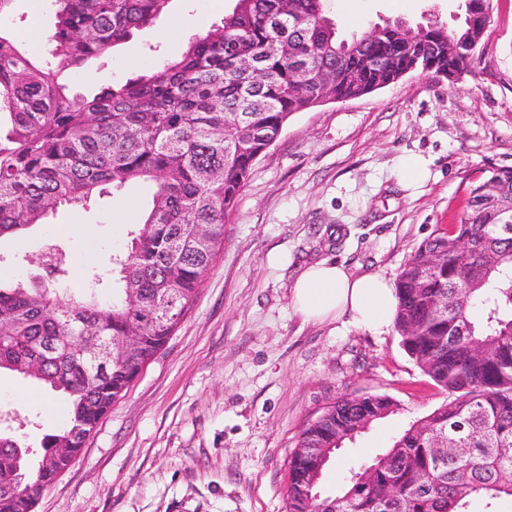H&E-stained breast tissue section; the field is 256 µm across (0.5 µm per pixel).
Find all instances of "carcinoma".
<instances>
[{
    "mask_svg": "<svg viewBox=\"0 0 512 512\" xmlns=\"http://www.w3.org/2000/svg\"><path fill=\"white\" fill-rule=\"evenodd\" d=\"M51 59L39 63L0 31V240L61 207L84 206L137 182L154 183L151 205L112 255V292L96 275L62 292L63 264L0 282V371L35 378L69 401L65 425L41 440L35 459L13 435L0 448L24 450V490L0 468V512H33L64 458L79 454L100 420L165 346L192 308L224 241L262 150L296 112L315 107L296 72L333 75L331 94L365 95L408 68L448 79L471 73L463 49L482 38L470 24L490 0H462L461 25L423 29L416 60L397 46L395 24L341 39L324 0H236L223 25L177 56L91 97L72 94L66 71L105 55L150 24L169 0H54ZM363 72L360 82L347 71ZM207 228L206 240L193 229ZM394 329L409 357L447 394L392 445L349 471L332 495L311 486L321 465L292 455L287 512H471L512 503V167L473 185L457 224L425 239L395 281ZM140 305H128L130 293ZM141 336L139 356L101 368L92 356L110 339ZM385 396L336 399L299 435L297 447L353 441L358 422L396 412ZM437 438L460 449L434 454Z\"/></svg>",
    "mask_w": 512,
    "mask_h": 512,
    "instance_id": "1",
    "label": "carcinoma"
}]
</instances>
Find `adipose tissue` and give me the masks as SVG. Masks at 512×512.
Masks as SVG:
<instances>
[{
    "mask_svg": "<svg viewBox=\"0 0 512 512\" xmlns=\"http://www.w3.org/2000/svg\"><path fill=\"white\" fill-rule=\"evenodd\" d=\"M291 300L305 320L324 322L347 315L359 327L375 333L390 326L397 307L395 290L384 277L355 276L328 260L299 269Z\"/></svg>",
    "mask_w": 512,
    "mask_h": 512,
    "instance_id": "ef3b65f1",
    "label": "adipose tissue"
}]
</instances>
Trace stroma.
<instances>
[{"instance_id":"stroma-1","label":"stroma","mask_w":512,"mask_h":512,"mask_svg":"<svg viewBox=\"0 0 512 512\" xmlns=\"http://www.w3.org/2000/svg\"><path fill=\"white\" fill-rule=\"evenodd\" d=\"M235 0H170L151 25L67 76L81 93L124 81L221 25ZM339 37L403 21L456 29L460 0H325ZM56 8L12 0L0 31L29 48L52 32ZM419 157L404 186L399 163ZM512 167V0H491L475 69L455 84L413 72L367 95L293 114L255 163L193 308L166 346L113 403L34 512H286L289 460L303 427L341 396L398 405L347 444L324 491L371 460L445 394L423 375L394 328L374 335L349 317L303 321L291 303L299 267L321 259L395 281L434 231L459 223L468 189ZM151 186L62 208L48 224L0 241V278L37 270L47 242L64 254L70 287L110 269L141 219ZM66 399L0 373V429L41 453Z\"/></svg>"}]
</instances>
